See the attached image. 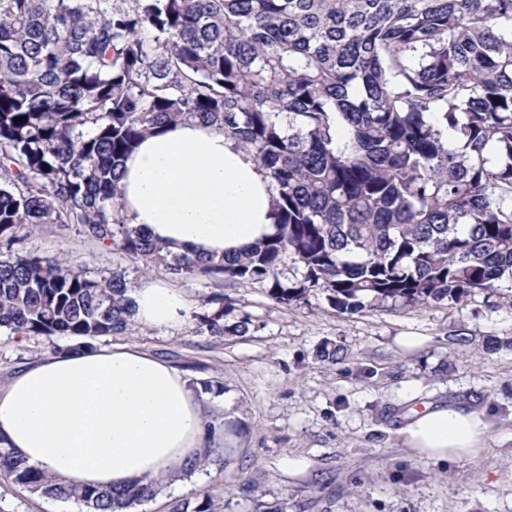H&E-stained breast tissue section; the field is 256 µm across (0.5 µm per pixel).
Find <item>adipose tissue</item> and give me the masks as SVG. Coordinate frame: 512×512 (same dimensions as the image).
Listing matches in <instances>:
<instances>
[{"instance_id":"obj_1","label":"adipose tissue","mask_w":512,"mask_h":512,"mask_svg":"<svg viewBox=\"0 0 512 512\" xmlns=\"http://www.w3.org/2000/svg\"><path fill=\"white\" fill-rule=\"evenodd\" d=\"M121 217L176 255L243 252L275 232L273 189L253 156L223 130L197 121L145 138L121 168ZM136 325L185 322V295L144 280L132 288ZM203 392L172 364L131 345L65 349L0 386V441L67 484L99 488L182 477L188 457L237 441L205 404ZM402 443L439 460L476 455L488 425L481 411L436 404L412 411Z\"/></svg>"}]
</instances>
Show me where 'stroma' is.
<instances>
[{
    "label": "stroma",
    "mask_w": 512,
    "mask_h": 512,
    "mask_svg": "<svg viewBox=\"0 0 512 512\" xmlns=\"http://www.w3.org/2000/svg\"><path fill=\"white\" fill-rule=\"evenodd\" d=\"M11 251L86 260L95 275L119 267L131 283L169 281L192 305L178 327H138L100 342L137 346L195 382H222L240 443L204 482H168L134 512H170L176 502L189 512H254L259 501L279 512H512V291L351 314L315 293L282 306L256 284L174 280L51 226L20 233L0 258ZM216 292L226 321L250 315L248 335L208 334L200 319ZM404 334L427 342L403 351L396 339ZM69 344L0 329V385ZM327 347L337 348L336 359L323 357ZM451 402L482 411L489 423L476 457L440 462L403 447L398 430L409 410ZM0 512L84 508L0 478Z\"/></svg>",
    "instance_id": "stroma-1"
}]
</instances>
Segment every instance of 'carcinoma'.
<instances>
[{"instance_id":"1","label":"carcinoma","mask_w":512,"mask_h":512,"mask_svg":"<svg viewBox=\"0 0 512 512\" xmlns=\"http://www.w3.org/2000/svg\"><path fill=\"white\" fill-rule=\"evenodd\" d=\"M188 120L271 179L276 232L241 255H173L119 218L126 156ZM47 224L283 306L457 305L512 284V0H0V246ZM127 292L120 270L13 254L0 328L88 346L134 329ZM210 302V335L249 333ZM0 476L87 512L162 484L66 486L2 445Z\"/></svg>"}]
</instances>
